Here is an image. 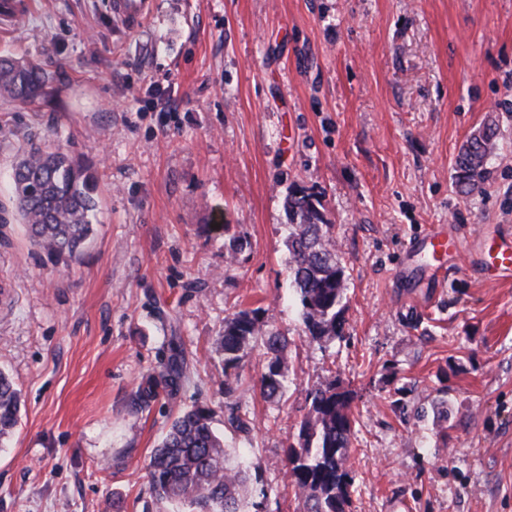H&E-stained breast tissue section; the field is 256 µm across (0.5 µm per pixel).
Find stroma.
<instances>
[{
    "label": "stroma",
    "instance_id": "35a3bbf8",
    "mask_svg": "<svg viewBox=\"0 0 512 512\" xmlns=\"http://www.w3.org/2000/svg\"><path fill=\"white\" fill-rule=\"evenodd\" d=\"M15 2L0 55L55 79L47 100L0 98V206L15 156L53 133L100 187L78 259L0 226V369L23 396L0 512H173L147 468L192 405L258 470L262 512H303L287 448L332 381L356 394L349 512H512V277L398 276L429 225L512 230V0H153L136 29L109 0ZM487 122V175L460 195L458 150ZM292 187L317 196L346 267L333 340L306 337L295 300ZM244 308L288 340L280 402L257 385L260 344L224 397L219 338ZM175 356L176 395L139 407Z\"/></svg>",
    "mask_w": 512,
    "mask_h": 512
}]
</instances>
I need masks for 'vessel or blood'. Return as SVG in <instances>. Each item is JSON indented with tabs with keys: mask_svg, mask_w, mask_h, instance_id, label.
<instances>
[{
	"mask_svg": "<svg viewBox=\"0 0 512 512\" xmlns=\"http://www.w3.org/2000/svg\"><path fill=\"white\" fill-rule=\"evenodd\" d=\"M150 11V0H112L113 14L132 29L138 28L149 17ZM409 251L431 256V263L420 271L436 279L445 277L446 259L460 255L468 256L471 265L479 267L486 277L512 274V235L497 228L482 229L474 238L463 240L448 234L443 225L433 224L410 246ZM420 271L403 267L399 275L411 278Z\"/></svg>",
	"mask_w": 512,
	"mask_h": 512,
	"instance_id": "obj_1",
	"label": "vessel or blood"
}]
</instances>
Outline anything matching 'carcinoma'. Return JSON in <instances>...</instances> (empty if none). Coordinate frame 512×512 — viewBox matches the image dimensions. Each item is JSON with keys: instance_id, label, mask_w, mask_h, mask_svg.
I'll return each mask as SVG.
<instances>
[{"instance_id": "cac0c4a2", "label": "carcinoma", "mask_w": 512, "mask_h": 512, "mask_svg": "<svg viewBox=\"0 0 512 512\" xmlns=\"http://www.w3.org/2000/svg\"><path fill=\"white\" fill-rule=\"evenodd\" d=\"M53 79L34 62L0 56V97L31 102ZM494 146L495 140L480 144L475 135L462 145L455 162L461 193L480 187ZM11 188L16 216L40 252L59 261L83 251L94 234L97 211L96 179L89 166L60 142L45 141L16 157ZM285 208L292 285L304 332L313 341L334 339L343 332L347 277L333 242V225L320 217L309 195L288 193ZM259 342L267 359L259 379L261 394L269 402L282 398L288 387L287 340L265 327L257 308L240 309L224 319V394L234 391L237 377L232 370ZM183 373V364L172 361L144 376L135 394L137 403L147 407L161 393L172 394ZM308 400L297 445L288 446L287 473L304 512H347L354 484L348 464L355 424L353 393L329 383L312 389ZM21 405V390L0 370V447L18 426ZM148 480L158 497L186 506L187 512H257L260 507L243 497L246 472L232 460L200 407L186 409L172 421L153 452Z\"/></svg>"}]
</instances>
